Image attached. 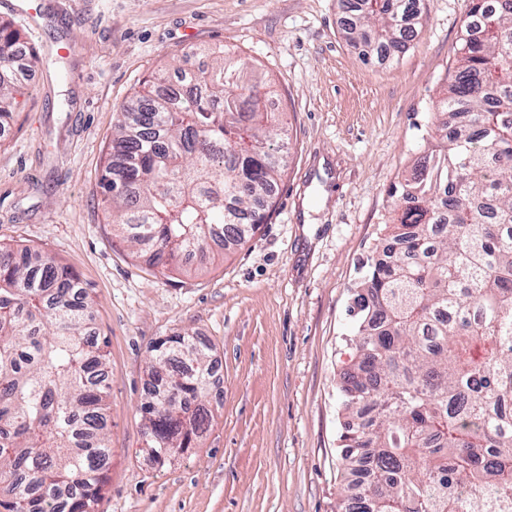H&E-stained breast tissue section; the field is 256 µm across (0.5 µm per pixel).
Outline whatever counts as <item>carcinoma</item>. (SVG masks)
I'll list each match as a JSON object with an SVG mask.
<instances>
[{
	"instance_id": "carcinoma-1",
	"label": "carcinoma",
	"mask_w": 512,
	"mask_h": 512,
	"mask_svg": "<svg viewBox=\"0 0 512 512\" xmlns=\"http://www.w3.org/2000/svg\"><path fill=\"white\" fill-rule=\"evenodd\" d=\"M418 0H359L364 61L405 46ZM18 36L0 19V121L22 93ZM457 67L436 110L449 144L394 186L400 245L372 262L354 306L341 457L371 478L358 512H512V0H471ZM158 74L121 107L101 187L112 223L152 263L186 267L218 231L243 243L266 220L287 153L265 81L221 52ZM66 267L0 245V512H96L112 464L106 342ZM146 447L205 429L209 346L151 347Z\"/></svg>"
}]
</instances>
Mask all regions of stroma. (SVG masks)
I'll return each instance as SVG.
<instances>
[{"label": "stroma", "instance_id": "1", "mask_svg": "<svg viewBox=\"0 0 512 512\" xmlns=\"http://www.w3.org/2000/svg\"><path fill=\"white\" fill-rule=\"evenodd\" d=\"M470 0H419L406 49L364 62L339 0H0L39 61L0 127V244L72 269L107 340L112 466L98 512H337L348 309L392 187L438 143ZM39 23L31 31L23 18ZM254 64L284 113L288 166L250 240L189 271L152 266L109 224L100 184L118 109L195 50ZM210 345L208 430L155 465L141 407L156 341Z\"/></svg>", "mask_w": 512, "mask_h": 512}]
</instances>
